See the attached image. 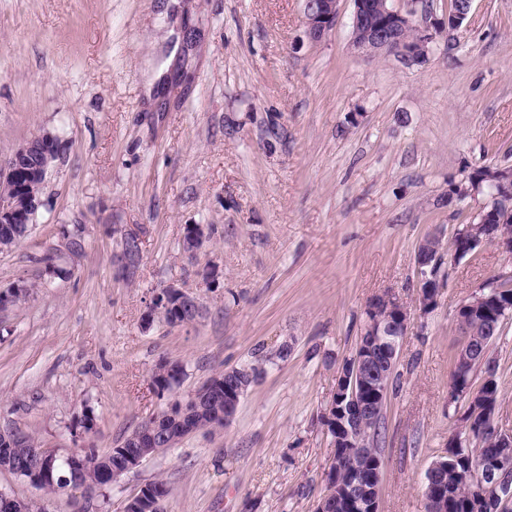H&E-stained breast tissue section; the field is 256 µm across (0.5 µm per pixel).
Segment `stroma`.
I'll return each mask as SVG.
<instances>
[{"label": "stroma", "instance_id": "obj_1", "mask_svg": "<svg viewBox=\"0 0 512 512\" xmlns=\"http://www.w3.org/2000/svg\"><path fill=\"white\" fill-rule=\"evenodd\" d=\"M449 0L421 65L350 47L351 0L310 42L302 0H0V160L43 130L59 156L29 237L0 250V430L65 456L105 454L165 409L155 366L181 362V395L259 349L267 365L233 422L199 430L93 492L49 495L0 472V492L45 512H123L160 478L166 512H315L335 449L319 416L364 311L395 295L410 311L379 446V512H423L425 475L457 431L449 405L458 307L512 256L485 244L446 258L438 306L422 313L416 254L450 246L483 196L448 202L462 171L512 166V0H474L448 33ZM209 239L181 249L186 225ZM141 243L134 268L125 234ZM218 266V287L199 268ZM175 283L195 324L144 325ZM489 359L496 421L512 434V313ZM90 413L94 429L82 435ZM172 297L177 298L176 306L178 307V310H180V306L182 303H184L185 305H192L196 313V321L199 320L202 314V306L198 298L192 295L191 293L185 291L182 287L177 286L175 284H170L161 288L159 292L156 294L152 306L145 315L144 322L146 325H148V323L153 318L152 310L157 307L162 308L163 306L169 308V300Z\"/></svg>", "mask_w": 512, "mask_h": 512}]
</instances>
